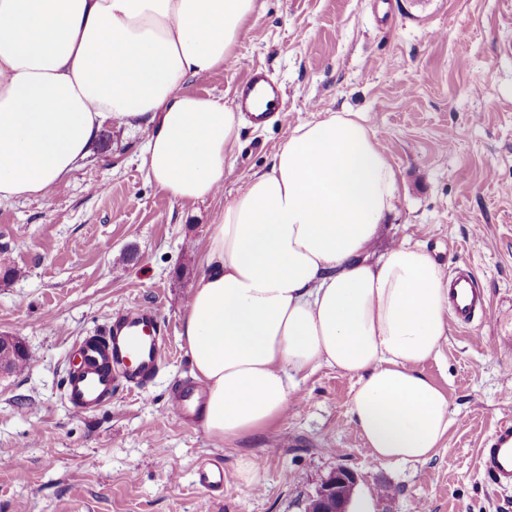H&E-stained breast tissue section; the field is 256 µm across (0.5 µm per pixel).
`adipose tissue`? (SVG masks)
<instances>
[{
    "label": "adipose tissue",
    "instance_id": "obj_1",
    "mask_svg": "<svg viewBox=\"0 0 512 512\" xmlns=\"http://www.w3.org/2000/svg\"><path fill=\"white\" fill-rule=\"evenodd\" d=\"M258 0H0V202L44 197L108 125L144 129L151 181L187 204L224 187L241 113L186 91L231 62ZM398 196L377 132L354 112L293 129L200 249L180 339L214 440L262 436L297 380L356 379L352 423L374 459H430L446 395L421 371L448 341V279L425 247H375Z\"/></svg>",
    "mask_w": 512,
    "mask_h": 512
}]
</instances>
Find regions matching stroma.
Masks as SVG:
<instances>
[{"label": "stroma", "mask_w": 512, "mask_h": 512, "mask_svg": "<svg viewBox=\"0 0 512 512\" xmlns=\"http://www.w3.org/2000/svg\"><path fill=\"white\" fill-rule=\"evenodd\" d=\"M237 59L187 90L233 103L250 68L285 94L267 125L243 123L221 196L184 205L151 183L136 128L104 130L47 198L0 204V334L30 362L0 377V512H304L339 468L358 489L388 486L377 512H512L479 451L512 419V0H260ZM324 112H360L397 171L399 194L379 248L419 243L444 269L474 270L489 315L450 323L424 374L451 424L423 463L375 461L348 413L354 377L324 368L301 382L287 415L257 440L224 445L170 402L193 381L179 333L204 240L224 198L269 168L276 146ZM172 327L159 375L119 388L94 413L72 410L64 382L73 343L132 305ZM222 458L224 487L195 483ZM260 465L247 484L240 461Z\"/></svg>", "instance_id": "1"}]
</instances>
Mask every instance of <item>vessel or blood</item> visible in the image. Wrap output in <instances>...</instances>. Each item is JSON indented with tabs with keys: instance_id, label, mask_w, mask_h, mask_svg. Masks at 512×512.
I'll return each mask as SVG.
<instances>
[{
	"instance_id": "1",
	"label": "vessel or blood",
	"mask_w": 512,
	"mask_h": 512,
	"mask_svg": "<svg viewBox=\"0 0 512 512\" xmlns=\"http://www.w3.org/2000/svg\"><path fill=\"white\" fill-rule=\"evenodd\" d=\"M268 97L266 116L284 108V93L266 73L251 69L236 92L235 105L251 112L257 90ZM449 307L460 325H470L476 314L486 313L488 300L471 272L456 269L449 279ZM164 328L157 313L136 306L116 315L104 335L87 336L77 341L74 350L78 365L65 382V397L73 410L91 413L101 409L121 386L141 388L151 382L163 363ZM204 403L202 392L185 385L173 400L175 413L186 416L199 412ZM479 465L493 487H512V421L500 422L486 439Z\"/></svg>"
}]
</instances>
